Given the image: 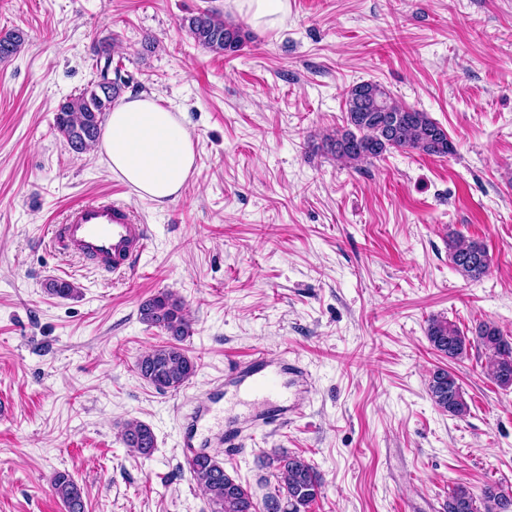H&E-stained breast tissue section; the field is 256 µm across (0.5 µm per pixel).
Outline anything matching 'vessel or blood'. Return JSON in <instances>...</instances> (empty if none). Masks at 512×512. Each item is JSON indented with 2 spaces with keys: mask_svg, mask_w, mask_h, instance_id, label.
<instances>
[{
  "mask_svg": "<svg viewBox=\"0 0 512 512\" xmlns=\"http://www.w3.org/2000/svg\"><path fill=\"white\" fill-rule=\"evenodd\" d=\"M50 239L62 253L78 257L101 270L126 276L136 271L142 255L148 250L151 236L134 211L122 203L92 200L77 204L67 212L62 223L51 225ZM302 377L303 372L287 358L271 360L256 353L231 370L236 393L262 399L263 405L248 421L224 429L217 434L225 449L244 448L247 438L256 431L287 421L296 406L288 398L283 375ZM223 389H214L210 397L184 418L181 447L191 458L206 450L209 441L203 431L220 410Z\"/></svg>",
  "mask_w": 512,
  "mask_h": 512,
  "instance_id": "vessel-or-blood-1",
  "label": "vessel or blood"
}]
</instances>
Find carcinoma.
Listing matches in <instances>:
<instances>
[{"label":"carcinoma","instance_id":"obj_1","mask_svg":"<svg viewBox=\"0 0 512 512\" xmlns=\"http://www.w3.org/2000/svg\"><path fill=\"white\" fill-rule=\"evenodd\" d=\"M182 27L199 46L216 54L236 53L250 40V32L242 25L210 10L182 19ZM24 42V33L19 29L1 32L0 61L16 56ZM114 52L115 47L106 42L95 47L96 79L57 108L54 130L77 154L95 146L105 115L112 111L125 87L120 75H112ZM345 107L346 125L327 135L323 144L326 153L344 167L357 169L392 150L437 158L455 152L448 133L428 113L402 102L377 82L353 85L346 94ZM448 257L454 270L466 280H479L490 268L488 251L478 241L449 236ZM46 291L69 298L77 288L68 280L52 279L46 284ZM139 319L166 335V342L137 358L136 373L160 392L180 390L199 367L183 346L191 335L190 314L184 300L172 292H159L141 302ZM426 333L432 348L450 361L463 359L472 347L483 350L495 383L503 389L512 387V341L495 324L480 323L470 338L455 323L431 318ZM428 394L434 405L451 417L462 418L469 412L462 387L448 369L438 368L430 373ZM120 439L137 457L149 458L157 449L154 431L142 421L127 422ZM268 465L277 471L281 485L260 504L247 487L224 471V462L216 456L200 454L188 462L208 512H308L322 494L323 482L316 467L303 456L287 451L274 453L268 458ZM50 486L66 512H85L83 491L69 472H54ZM444 512H512V490L487 484L477 495L467 484L456 482L448 490Z\"/></svg>","mask_w":512,"mask_h":512}]
</instances>
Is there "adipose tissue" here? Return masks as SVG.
<instances>
[{
  "instance_id": "obj_1",
  "label": "adipose tissue",
  "mask_w": 512,
  "mask_h": 512,
  "mask_svg": "<svg viewBox=\"0 0 512 512\" xmlns=\"http://www.w3.org/2000/svg\"><path fill=\"white\" fill-rule=\"evenodd\" d=\"M99 154L141 198H178L196 167L194 142L176 112L156 95L127 97L109 114Z\"/></svg>"
}]
</instances>
